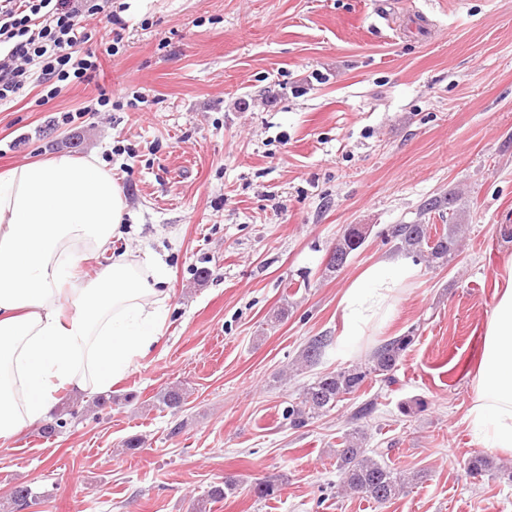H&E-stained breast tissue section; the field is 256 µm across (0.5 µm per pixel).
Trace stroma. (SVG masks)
I'll return each mask as SVG.
<instances>
[{
  "label": "stroma",
  "mask_w": 512,
  "mask_h": 512,
  "mask_svg": "<svg viewBox=\"0 0 512 512\" xmlns=\"http://www.w3.org/2000/svg\"><path fill=\"white\" fill-rule=\"evenodd\" d=\"M115 54L48 104L0 106V170L100 156L134 231L114 251L157 253L170 314L154 352L106 392L62 394L47 423L0 442V512H512V457L467 415L496 273L512 255V0H152ZM139 107L93 111L101 91ZM454 198L459 247L419 274L385 329L341 345L338 303L369 263L396 254L397 224H437ZM364 245L336 272L346 228ZM288 314L275 320L278 308ZM414 332L394 384L367 381L302 428L285 412L320 374L364 363ZM318 365L292 372L313 337ZM185 389L180 409L159 402ZM420 399L411 416L400 407ZM373 403L369 416L355 413ZM417 483L387 504L343 493L336 450L352 428ZM137 437L141 446L126 449ZM494 470L476 475L477 454ZM280 478L276 498L253 488ZM31 487L30 507L11 493ZM367 230L362 225H352L347 228L336 247L330 252L331 258L326 264L327 271L335 272L341 269L350 255L360 249L366 240ZM329 254V255H330ZM336 255L338 256L336 258ZM239 481L234 476L224 477V481L209 488L203 498L198 499L194 504L195 512H206L209 501H220L234 496L237 493Z\"/></svg>",
  "instance_id": "1"
}]
</instances>
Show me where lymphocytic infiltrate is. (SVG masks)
<instances>
[{"instance_id": "lymphocytic-infiltrate-1", "label": "lymphocytic infiltrate", "mask_w": 512, "mask_h": 512, "mask_svg": "<svg viewBox=\"0 0 512 512\" xmlns=\"http://www.w3.org/2000/svg\"><path fill=\"white\" fill-rule=\"evenodd\" d=\"M101 13L120 24L112 0H0V104L31 85L47 102L64 87L90 83L100 58L89 47L98 31L87 20Z\"/></svg>"}]
</instances>
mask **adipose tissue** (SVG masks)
<instances>
[{
    "label": "adipose tissue",
    "instance_id": "1",
    "mask_svg": "<svg viewBox=\"0 0 512 512\" xmlns=\"http://www.w3.org/2000/svg\"><path fill=\"white\" fill-rule=\"evenodd\" d=\"M122 187L97 156L66 154L0 173V439L40 422L62 391H105L154 350L170 311L166 264L112 249L126 233ZM106 253L95 279L81 262ZM418 273L406 255L367 265L340 300L346 349L394 319ZM482 328L470 425L512 455V256Z\"/></svg>",
    "mask_w": 512,
    "mask_h": 512
}]
</instances>
